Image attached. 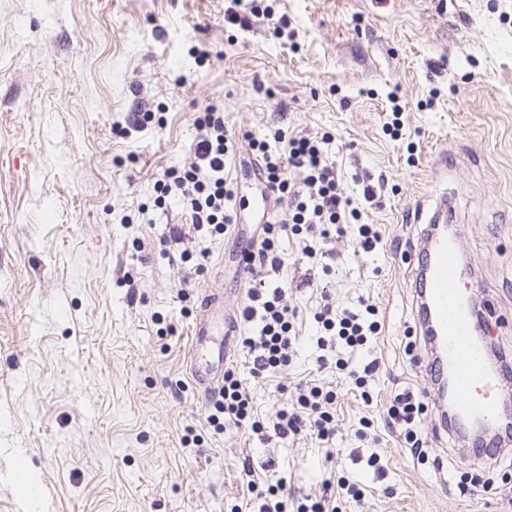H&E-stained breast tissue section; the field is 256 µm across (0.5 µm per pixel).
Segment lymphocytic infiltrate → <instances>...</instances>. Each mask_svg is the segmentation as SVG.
I'll return each mask as SVG.
<instances>
[{"mask_svg":"<svg viewBox=\"0 0 512 512\" xmlns=\"http://www.w3.org/2000/svg\"><path fill=\"white\" fill-rule=\"evenodd\" d=\"M224 18L232 23H268L279 38L288 32L287 16L277 14L269 0H227ZM194 125L197 130L194 162L165 171L162 179L157 180L155 190L161 201L177 194L192 226L217 236L237 221L232 207L236 192L225 175L232 144L224 128L223 108L208 103L197 112ZM330 139L327 133L318 138L290 136L277 129L271 139L250 140L256 166L254 176L262 192L275 200L286 201L293 234L325 240L331 232H342L344 225L354 222L358 225V247L363 252H373L380 234L374 225L362 223L361 211L342 194L338 172L326 150ZM274 141L282 144V151H272L270 144ZM283 297V288H270L265 281H258L241 313L243 321L250 325L242 346L250 357L253 377L266 378L291 360L297 313L284 303ZM377 314V307L371 304L360 312L324 305L313 315L321 330L318 346L330 349L340 346L353 351L364 348L379 331ZM425 410V403L406 388L395 391L387 409L390 425L400 429L410 453L421 462L428 457L427 440L418 431ZM208 421L217 429L247 424L258 432L268 427L279 438L307 429L326 440L336 428V394L311 386L299 394L292 408L280 409L267 425L256 420L249 389L237 378L234 369L228 367Z\"/></svg>","mask_w":512,"mask_h":512,"instance_id":"obj_1","label":"lymphocytic infiltrate"}]
</instances>
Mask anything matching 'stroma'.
Returning <instances> with one entry per match:
<instances>
[{
	"label": "stroma",
	"instance_id": "obj_1",
	"mask_svg": "<svg viewBox=\"0 0 512 512\" xmlns=\"http://www.w3.org/2000/svg\"><path fill=\"white\" fill-rule=\"evenodd\" d=\"M224 3L0 0V512H238L246 459L260 485L287 478L292 510L343 476L363 497H337L339 512H512L510 461L490 484L456 487L480 467L440 423L415 292L444 200L462 227L468 292L487 307L484 339L512 357V0H278L292 41L225 22ZM212 101L236 138L243 197L239 223L216 237L195 231L178 199L153 205L164 171L192 162L193 119ZM396 104L394 140L383 127ZM156 108L164 127L114 134ZM278 128L332 134L342 192L381 237L364 254L348 226L328 264L281 232L284 264L266 280L298 313L292 360L260 379L241 345L230 353L260 419L310 386L334 390L327 442L215 431L189 372L205 294L223 297L237 335L249 331L240 313L255 281L240 260L257 242L258 194L240 165L248 137ZM365 174L384 180L371 202ZM364 302L381 325L352 356L380 363L368 401L320 351L313 320L324 304ZM398 388L427 402L420 430L442 467L417 462L389 427ZM187 434L195 445H182ZM269 459L276 470H262Z\"/></svg>",
	"mask_w": 512,
	"mask_h": 512
}]
</instances>
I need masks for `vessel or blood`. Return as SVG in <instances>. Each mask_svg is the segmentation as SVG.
<instances>
[{"label":"vessel or blood","instance_id":"b4317fda","mask_svg":"<svg viewBox=\"0 0 512 512\" xmlns=\"http://www.w3.org/2000/svg\"><path fill=\"white\" fill-rule=\"evenodd\" d=\"M460 227L453 224L446 238L435 243L428 258L426 300L428 315L443 349L437 373L451 379L456 408L467 421L490 423L503 416L500 406L506 397L496 373L482 356V347L469 333L470 313L460 288L462 278L458 255ZM218 297H209L190 334V372L198 388L211 393L224 378L229 336L223 335L224 314Z\"/></svg>","mask_w":512,"mask_h":512}]
</instances>
